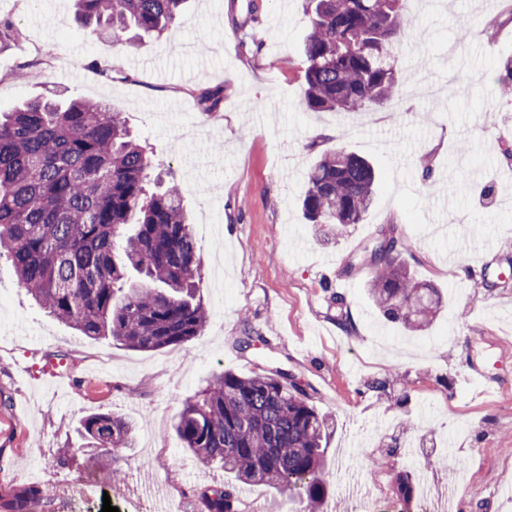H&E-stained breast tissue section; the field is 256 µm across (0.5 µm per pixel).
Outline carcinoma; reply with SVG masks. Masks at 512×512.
I'll use <instances>...</instances> for the list:
<instances>
[{"label":"carcinoma","mask_w":512,"mask_h":512,"mask_svg":"<svg viewBox=\"0 0 512 512\" xmlns=\"http://www.w3.org/2000/svg\"><path fill=\"white\" fill-rule=\"evenodd\" d=\"M85 26L161 32L185 0H74ZM303 103L313 112H369L400 93L398 44L412 32L400 0H307ZM19 39L0 22V51ZM223 89L206 88L198 107L221 111ZM147 146L122 113L101 102L30 100L0 117V260L47 315L90 339L137 351L184 344L208 313L196 298L197 244L175 180L151 182ZM374 167L343 149L322 153L308 173L299 206L311 224H359L375 195ZM412 242L373 241L368 294L386 322L428 325L439 295L418 281L403 253ZM96 444L85 465L116 483L131 423L95 413L81 424ZM326 423L284 372L240 376L225 371L187 399L175 423L182 448L205 466L224 469L222 485L195 492L198 512H238L242 485L264 484L306 500L314 510L330 496L322 448ZM57 487L32 484L11 512H57Z\"/></svg>","instance_id":"cac0c4a2"}]
</instances>
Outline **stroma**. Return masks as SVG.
<instances>
[{
  "instance_id": "stroma-1",
  "label": "stroma",
  "mask_w": 512,
  "mask_h": 512,
  "mask_svg": "<svg viewBox=\"0 0 512 512\" xmlns=\"http://www.w3.org/2000/svg\"><path fill=\"white\" fill-rule=\"evenodd\" d=\"M247 3L187 0L161 36L116 44L79 27L71 0H0V19L23 32L0 51V112L55 94L122 112L154 173L184 187L209 311L191 341L134 351L44 314L1 261L0 503L84 476L58 451L86 447L82 419L112 412L135 425L125 465L156 512L171 500L193 512V489L224 472L182 451L176 413L223 371L284 369L328 421L335 512H349L340 489L353 484L375 488L382 512H421L397 491L405 473L436 492L456 477L454 512H512V99L497 83L512 22L501 0H403L414 30L399 48L400 96L342 113L301 105L304 0H257L256 22L236 30ZM493 21L502 32L490 43ZM217 84L224 110L211 117L196 95ZM338 148L372 161L380 184L362 223L336 232L307 224L297 200L320 153ZM389 228L412 240L405 262L442 294L428 328L387 325L366 294L361 256ZM342 311L352 331L337 325ZM246 327L256 340L243 351ZM57 352L68 391L41 371ZM374 379L389 380L386 395L368 389ZM239 510L308 512L263 485L241 487Z\"/></svg>"
}]
</instances>
